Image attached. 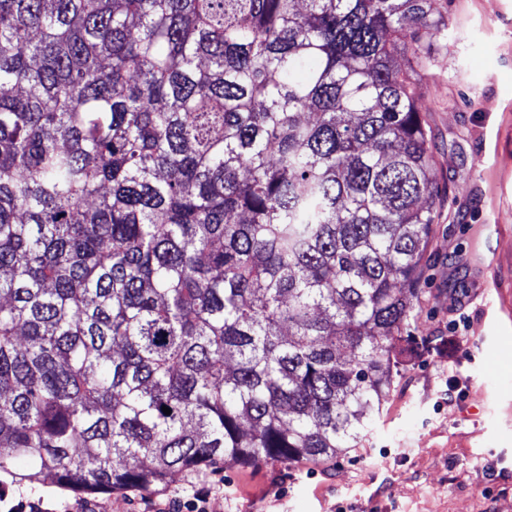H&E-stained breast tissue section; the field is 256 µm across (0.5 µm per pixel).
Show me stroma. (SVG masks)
<instances>
[{
	"instance_id": "stroma-1",
	"label": "stroma",
	"mask_w": 512,
	"mask_h": 512,
	"mask_svg": "<svg viewBox=\"0 0 512 512\" xmlns=\"http://www.w3.org/2000/svg\"><path fill=\"white\" fill-rule=\"evenodd\" d=\"M448 22L416 105L435 161L436 221L413 338L358 447L295 463L233 461L153 493L82 494L0 475L47 512H512V0H437ZM459 341L450 358L438 345ZM494 468L487 477L486 468Z\"/></svg>"
}]
</instances>
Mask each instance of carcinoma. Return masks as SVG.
Here are the masks:
<instances>
[{
	"label": "carcinoma",
	"instance_id": "1",
	"mask_svg": "<svg viewBox=\"0 0 512 512\" xmlns=\"http://www.w3.org/2000/svg\"><path fill=\"white\" fill-rule=\"evenodd\" d=\"M445 26L436 0H0V473L152 493L360 438L412 339Z\"/></svg>",
	"mask_w": 512,
	"mask_h": 512
}]
</instances>
